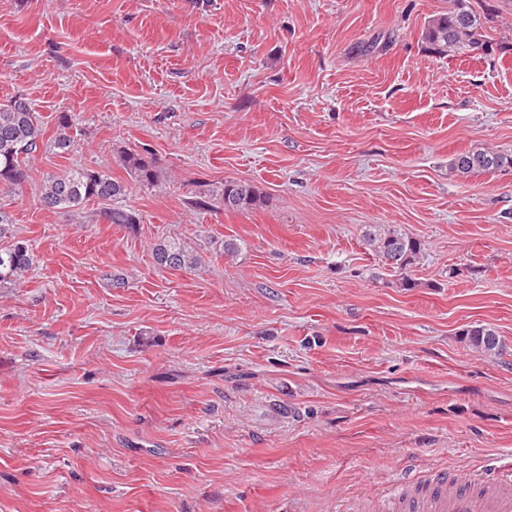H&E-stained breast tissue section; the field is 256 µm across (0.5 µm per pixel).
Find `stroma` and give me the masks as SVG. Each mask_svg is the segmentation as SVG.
<instances>
[{
  "label": "stroma",
  "instance_id": "stroma-1",
  "mask_svg": "<svg viewBox=\"0 0 512 512\" xmlns=\"http://www.w3.org/2000/svg\"><path fill=\"white\" fill-rule=\"evenodd\" d=\"M470 3L490 54L422 40L452 0H0V104L77 122L0 192L33 254L0 288V512H343L404 473L512 482V167L448 170L512 153V0ZM75 163L126 182L139 223L41 206ZM227 180L263 205L194 207ZM370 224L420 242L417 288ZM165 238L201 266H159ZM477 323L501 356L462 340ZM512 167V154L502 152L474 150L460 154L450 160V173L469 174L476 171H492L502 167ZM126 167L143 185H152L157 179V173L150 161L138 153H127L124 159ZM463 336H466L469 347L482 356L493 358L502 354L503 342L490 325H472L465 330Z\"/></svg>",
  "mask_w": 512,
  "mask_h": 512
}]
</instances>
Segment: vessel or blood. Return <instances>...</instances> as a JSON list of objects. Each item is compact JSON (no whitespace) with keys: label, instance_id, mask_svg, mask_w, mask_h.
I'll list each match as a JSON object with an SVG mask.
<instances>
[{"label":"vessel or blood","instance_id":"1","mask_svg":"<svg viewBox=\"0 0 512 512\" xmlns=\"http://www.w3.org/2000/svg\"><path fill=\"white\" fill-rule=\"evenodd\" d=\"M394 512H512V488L490 473L439 472L432 485L416 492H391Z\"/></svg>","mask_w":512,"mask_h":512}]
</instances>
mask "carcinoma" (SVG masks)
<instances>
[{
	"label": "carcinoma",
	"mask_w": 512,
	"mask_h": 512,
	"mask_svg": "<svg viewBox=\"0 0 512 512\" xmlns=\"http://www.w3.org/2000/svg\"><path fill=\"white\" fill-rule=\"evenodd\" d=\"M486 15L478 13L469 0H453V6L428 20L422 30L423 41L435 52L444 54L452 48L469 52L489 51L485 39ZM73 120L62 114L56 123L52 137H46V129L30 102L16 96L0 105V187L10 189L21 185L26 178L25 160L43 148H55L66 153L74 146ZM126 167L143 185H152L157 173L151 162L137 153H129L124 159ZM512 167V154L474 150L450 160L449 172L469 174L476 171H492ZM127 188L121 181L102 171L73 166L50 175L41 191L40 202L46 208L76 210L92 198L112 202V207L102 213L108 224H138V214L121 205ZM263 203L256 188L241 180H226L219 186L207 188L194 200L196 207L209 210L221 205L226 211L245 212ZM13 220L0 206V287L11 284L29 271L33 259L25 241L17 238L11 229ZM370 250L385 267L398 273L395 286L408 290L416 287L411 268L420 253V243L400 230L384 225L370 224L364 234ZM155 261L173 269H196L201 259L196 251L180 239H165L154 244ZM464 336L469 347L485 357L502 354L503 342L496 330L485 324L468 327Z\"/></svg>",
	"instance_id": "carcinoma-1"
}]
</instances>
